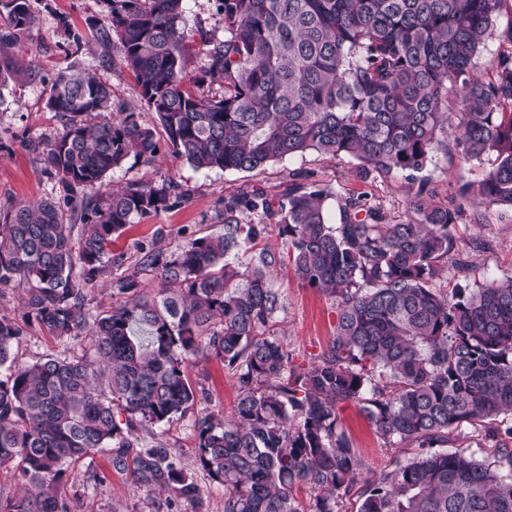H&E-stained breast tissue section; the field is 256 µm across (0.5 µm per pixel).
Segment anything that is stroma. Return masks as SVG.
Returning <instances> with one entry per match:
<instances>
[{
    "label": "stroma",
    "instance_id": "obj_1",
    "mask_svg": "<svg viewBox=\"0 0 512 512\" xmlns=\"http://www.w3.org/2000/svg\"><path fill=\"white\" fill-rule=\"evenodd\" d=\"M35 22L20 40L16 60L33 61V74L20 83L0 90V206L12 202L52 199L58 195L57 180L45 171L24 143L35 139L53 141L65 128L61 113L50 109L49 78L71 67L90 69L112 88L113 97L124 102L135 120L151 128L158 152L154 158L129 156L105 180L106 187L131 181L158 184L171 180L187 189L189 200L170 210L135 220L112 238L113 264L105 269L87 292V306L98 313L120 307L126 300L116 281L129 276L141 295L155 296L160 286L152 274L143 271L140 246L163 255L177 253L190 239L223 233L224 225L216 214L225 195L262 185L269 193L282 189L289 172L307 171L315 180L330 185L344 195L364 194L389 216L403 218L411 195L402 178H378L363 182L353 175L354 161L330 158L316 153L296 156L270 164L262 172L199 170L184 158L173 155L157 115L142 100L134 76L121 65L113 64L111 45L93 40L91 27L105 17L101 0H31ZM86 35L82 46H75L69 32ZM484 165L462 163L458 158L436 154L426 170L439 199L455 197L459 187L481 179ZM473 204H466L455 235L454 251L471 266L469 286L489 278L512 276V213L489 212L483 223L472 221ZM276 285L284 297L278 315V331L296 360L307 361L326 348L335 332L336 311L316 289L303 284L291 267L278 270ZM26 294L21 286L0 288V317L21 323L22 334L15 347L17 360L33 363L48 354H79L88 348L87 338L57 339L37 323L25 322ZM189 383L199 391L195 404L172 422L145 423L137 434L151 445L157 442L174 448L182 465L199 484L204 508L175 499L159 486L132 481L128 473L112 466V456L95 454L94 465L101 483L88 481L85 463L71 465L61 483L62 494L70 500L72 512H224V488L213 481L197 462L198 439L194 424L208 414L231 416L237 398L235 379L223 361L198 357L185 366ZM340 422L350 436L358 455L377 474L393 468L396 460L413 456V449L389 446L376 434L356 404H341Z\"/></svg>",
    "mask_w": 512,
    "mask_h": 512
}]
</instances>
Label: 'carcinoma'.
Returning <instances> with one entry per match:
<instances>
[{
    "label": "carcinoma",
    "instance_id": "1",
    "mask_svg": "<svg viewBox=\"0 0 512 512\" xmlns=\"http://www.w3.org/2000/svg\"><path fill=\"white\" fill-rule=\"evenodd\" d=\"M103 2L93 37L117 42L171 153L195 168L254 172L315 152L357 161L364 182L399 175L415 193L403 220L302 172L276 196L261 186L229 193L224 234L191 239L171 257L141 247L143 269L175 293L135 295L94 315L87 288L112 262V236L188 194L166 180L101 191L129 155L155 156L154 132L95 75L57 73L48 103L66 129L25 147L57 178L59 196L0 207V287L24 284L27 317L60 339L88 338L89 351L20 365L22 327L0 317V467L14 465L32 487L0 499V512H70L66 469L106 448L133 481L201 504L173 449L135 436L137 425L195 404L184 369L200 354L224 361L238 390L234 421L196 422L198 460L224 487V512H341L359 480V512H512V277L448 289L461 207L435 201L422 176L439 151L465 163L490 156L474 196L512 211L504 0H215L224 36L199 31L205 63L195 75L186 72L185 0ZM0 8L1 90L27 75L12 54L34 16L29 0ZM494 32L509 51L484 82L473 61ZM454 86L467 101L459 115L448 111ZM272 228L284 257L258 247ZM286 261L336 308L334 338L306 365L273 330L283 309L275 272ZM344 402L359 405L386 445L418 452L362 478L339 429ZM465 424L484 430L493 460L446 450Z\"/></svg>",
    "mask_w": 512,
    "mask_h": 512
}]
</instances>
